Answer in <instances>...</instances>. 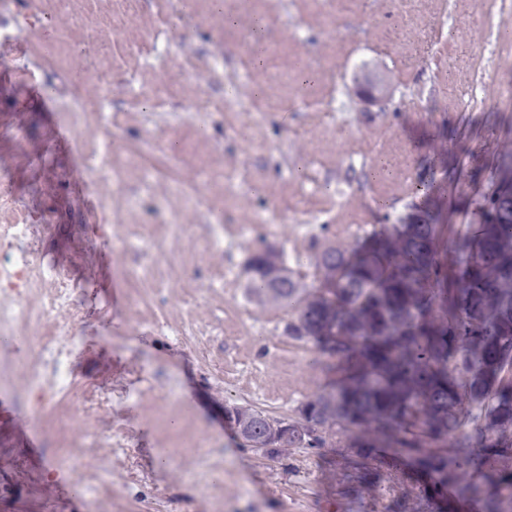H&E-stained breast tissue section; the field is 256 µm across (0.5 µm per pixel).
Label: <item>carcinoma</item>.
I'll use <instances>...</instances> for the list:
<instances>
[{
    "instance_id": "1",
    "label": "carcinoma",
    "mask_w": 512,
    "mask_h": 512,
    "mask_svg": "<svg viewBox=\"0 0 512 512\" xmlns=\"http://www.w3.org/2000/svg\"><path fill=\"white\" fill-rule=\"evenodd\" d=\"M476 216L449 251L426 211L332 243L315 253L317 285L291 270L284 295L267 288L264 250L247 258L256 299L288 308L284 334L344 368L301 407L303 447H326L339 427L358 458V496L405 462L431 507L451 490L480 512H512L511 145Z\"/></svg>"
}]
</instances>
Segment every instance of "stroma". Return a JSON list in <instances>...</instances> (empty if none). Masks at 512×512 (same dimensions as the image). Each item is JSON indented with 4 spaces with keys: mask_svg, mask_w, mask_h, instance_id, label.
<instances>
[{
    "mask_svg": "<svg viewBox=\"0 0 512 512\" xmlns=\"http://www.w3.org/2000/svg\"><path fill=\"white\" fill-rule=\"evenodd\" d=\"M0 23L32 43L27 81L0 62V157L10 153L8 131L23 129L29 141L12 161L17 209L29 224L51 225L38 260L70 265L81 289L82 316L69 331L76 373L120 386L119 402L94 418L71 401L70 435L118 418L130 448L126 457L87 447L78 464L61 459L55 432L32 420L35 392L20 376L37 353L21 324L0 328V512L30 500L6 465L12 456L54 468L50 493L66 512H88L101 471L112 475L114 512L132 498L161 512H391L403 494L419 506L406 464L357 497L353 450L264 455L226 423L233 405L297 417L342 374L313 343L284 334L286 309L249 295L245 263L270 244L312 283L316 244L410 223L419 202L452 245L473 220L497 148L512 139V0H345L337 10L255 0L231 28L213 0H169L162 14L154 0L128 14L119 0H75L70 15L54 0H14ZM103 41L113 75L143 88L137 98L112 88L107 158L119 183L89 179L85 155L103 130L92 113L74 125L54 93H96ZM217 57L221 84L208 79ZM303 67L315 80L301 83ZM364 76L386 80L390 95L360 100ZM228 81L242 97L263 86L256 111L198 116L197 100L223 99ZM148 146L173 156L205 204L185 202L165 178L128 176L131 152ZM381 159L390 180L372 177ZM218 175L233 190L215 185ZM85 207L104 212L102 226L84 224ZM359 213L367 224L354 223Z\"/></svg>",
    "mask_w": 512,
    "mask_h": 512,
    "instance_id": "stroma-1",
    "label": "stroma"
}]
</instances>
